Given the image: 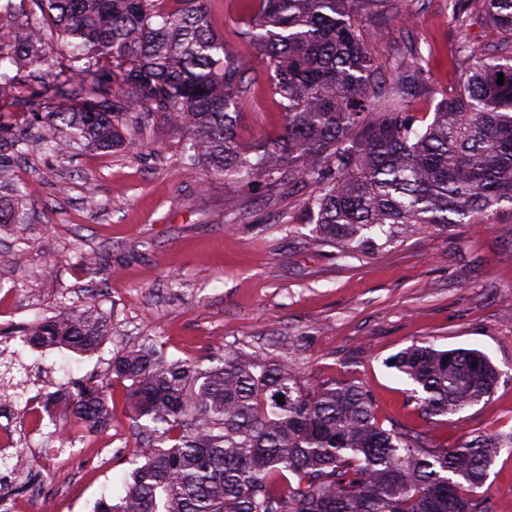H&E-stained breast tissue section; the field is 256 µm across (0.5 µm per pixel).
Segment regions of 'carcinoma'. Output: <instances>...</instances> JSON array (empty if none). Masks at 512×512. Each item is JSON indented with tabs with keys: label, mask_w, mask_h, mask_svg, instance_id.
<instances>
[{
	"label": "carcinoma",
	"mask_w": 512,
	"mask_h": 512,
	"mask_svg": "<svg viewBox=\"0 0 512 512\" xmlns=\"http://www.w3.org/2000/svg\"><path fill=\"white\" fill-rule=\"evenodd\" d=\"M34 2L41 16L28 17L12 52L0 54V97L17 87L8 65L47 60L52 23L70 58L57 76L82 91L79 107L57 113L66 129L44 139L58 157L88 145L120 148L119 118L149 104L187 130L189 164L226 182L260 175L278 186L288 175L312 184L315 239L344 255L427 229L489 224L512 204V0H482L502 52L464 44L459 91L438 102L424 127L408 103L429 72L402 59L384 79L362 30L368 0H240L239 33L287 101L283 133L251 147L237 131L245 66L211 29L207 0ZM104 60L119 88L110 100L98 91ZM22 214L23 198L0 201V224ZM20 333L46 350L89 351L110 338L111 325L91 291L82 307L65 306ZM388 365L430 417L479 403L498 380L475 349L414 344ZM110 380L127 383L130 416L145 421L148 441L124 493L96 512H491L479 489L501 438L433 447L422 432L385 428L359 386L305 385L286 357L238 347L203 369L142 343L112 354ZM66 403L89 431L110 421L103 384L76 382Z\"/></svg>",
	"instance_id": "1"
}]
</instances>
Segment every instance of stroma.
I'll use <instances>...</instances> for the list:
<instances>
[{
	"mask_svg": "<svg viewBox=\"0 0 512 512\" xmlns=\"http://www.w3.org/2000/svg\"><path fill=\"white\" fill-rule=\"evenodd\" d=\"M238 4L207 2L213 30L248 70L239 133L251 141L281 132L284 106L255 49L238 35ZM386 8L392 19L382 37L373 35L376 13L363 28L384 74L418 51L429 90L410 110L431 120L441 98L459 88L460 43L494 50L499 35L478 0H469L463 25L448 0H388ZM66 63L64 48H55L44 65L22 68L15 95L0 99V138L29 140L22 157L0 152V200L27 199L24 223L0 226V267L10 269L15 313L0 324V350L18 353L25 398L43 401L76 381L104 380L113 351L152 338L170 357L201 365L241 346L288 358L305 384L358 385L381 422L426 433L436 445L512 433V205L502 204L490 224H458L345 256L312 237L305 209L312 186L293 183L280 193L259 177L227 183L205 166H187V131L149 106L128 113L120 149L45 153L41 139L60 131L53 112L80 99L78 86L57 84ZM20 248L26 255L16 265ZM87 252L101 263L93 277L80 263ZM92 288L112 326L110 342L87 353L23 344L18 324L82 306ZM421 342L485 353L499 372L491 395L445 421L423 415L410 400V381L386 364ZM125 393V384L113 383L118 435L87 432L86 447L60 448L47 419L17 430V447L37 464L0 479V490L22 497L37 482L53 512H92L122 486L145 441ZM483 492L493 512H512V454L496 459Z\"/></svg>",
	"mask_w": 512,
	"mask_h": 512,
	"instance_id": "stroma-1",
	"label": "stroma"
}]
</instances>
